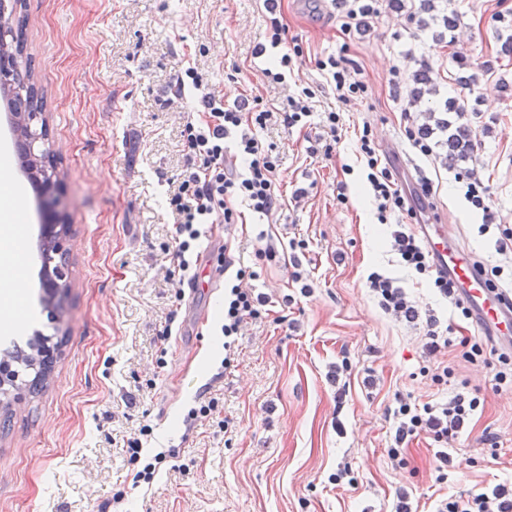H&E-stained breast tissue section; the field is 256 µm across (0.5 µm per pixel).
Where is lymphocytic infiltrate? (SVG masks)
I'll return each mask as SVG.
<instances>
[{"instance_id": "lymphocytic-infiltrate-1", "label": "lymphocytic infiltrate", "mask_w": 512, "mask_h": 512, "mask_svg": "<svg viewBox=\"0 0 512 512\" xmlns=\"http://www.w3.org/2000/svg\"><path fill=\"white\" fill-rule=\"evenodd\" d=\"M264 2L272 14L270 43L256 47L254 54L270 55L271 61L262 74L268 84L278 85L284 83L287 74L300 63L303 51L300 47L285 45L282 38L285 28L275 15L276 0ZM318 66L334 89L337 102L345 104L366 93L365 82L347 67L342 57L328 56L319 61ZM314 96V90L305 86L287 96L282 107L268 109L246 99L229 105L210 93H202L191 101L192 109L200 112L201 117L187 121L184 126L187 169L181 180L170 186L168 193L181 282L195 277L201 225L237 223L236 206L242 202L250 211L262 216L280 208L274 182L277 158L273 146L264 141L261 132L271 124L288 129L304 123L311 114L309 102ZM359 142L369 191L377 205V219L384 224L391 215L408 209L409 202L392 171L383 163L370 126H363ZM390 245L405 266L421 274L431 273L438 293L454 307H461L453 282L435 274L433 259L419 233L398 227L390 233ZM224 266L231 269L232 274L224 279L221 331L225 338L232 340L239 336L244 324L261 319L267 299L245 286L247 273L245 269L236 268L233 248L229 245L224 248ZM368 282L383 309L408 320L416 318L415 306L392 280L374 272ZM479 405L478 397L461 393L440 405L420 406L396 397L391 414L397 426L395 446L388 451L390 458H397L399 444L413 435L425 433L438 442L457 438ZM436 512H512V488L499 484L488 492L450 495L438 501Z\"/></svg>"}]
</instances>
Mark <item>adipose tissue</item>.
I'll use <instances>...</instances> for the list:
<instances>
[{
	"label": "adipose tissue",
	"mask_w": 512,
	"mask_h": 512,
	"mask_svg": "<svg viewBox=\"0 0 512 512\" xmlns=\"http://www.w3.org/2000/svg\"><path fill=\"white\" fill-rule=\"evenodd\" d=\"M23 189L14 176L9 151L0 147V262L14 269L10 279H0V335L19 336L35 317L33 307L24 302V282L20 276L27 265L23 240L29 217L19 200Z\"/></svg>",
	"instance_id": "adipose-tissue-1"
}]
</instances>
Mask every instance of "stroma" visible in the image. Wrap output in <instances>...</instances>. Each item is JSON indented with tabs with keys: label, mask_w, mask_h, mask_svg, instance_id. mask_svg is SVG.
Listing matches in <instances>:
<instances>
[{
	"label": "stroma",
	"mask_w": 512,
	"mask_h": 512,
	"mask_svg": "<svg viewBox=\"0 0 512 512\" xmlns=\"http://www.w3.org/2000/svg\"><path fill=\"white\" fill-rule=\"evenodd\" d=\"M402 2L376 0L347 29L344 0H281L285 38L304 56L284 84L270 86L253 55L269 36L261 0H26L27 51L62 179L51 207L68 214L75 247L61 268L70 288L58 321L40 288L39 233L50 206L27 192V299L58 354L45 390L22 394L0 431V512H394L402 492L413 512H433L446 494L512 486V392L495 391L492 368L458 359V341L481 330L392 251L357 152L370 124L400 188L420 194L425 178L433 187L419 215L396 222L413 230L440 220L495 271L498 287L511 284L512 252L494 244L498 225L512 228V89H502L512 86V55L496 39L512 29V0H432L425 29L422 0ZM460 50L477 75L466 89L455 81ZM330 55L360 72L367 95L337 104L317 67ZM189 67L229 104L259 96L275 105L302 85L317 94L304 128L261 133L278 154L281 208L245 213L230 228L203 225L198 265L215 285L180 298L167 197L184 169L187 110L171 89ZM421 69L431 91L412 110ZM450 100L474 107L471 148L451 166L407 137L423 111L441 113ZM336 107L338 142L331 154H310L323 112ZM462 178L487 190L489 214L466 201ZM228 238L270 312L243 329L225 369L216 282L218 245ZM374 272L404 289L417 322L379 306L367 285ZM432 316L454 341L436 360L423 348ZM441 362L455 374L438 384L431 376ZM206 391L216 409L186 425ZM461 391L481 400L463 435L444 446L421 434L401 461L389 458L396 395L423 405ZM136 438L142 451L133 461L121 446ZM172 448L176 457L151 482L136 481L143 459ZM441 449L451 462L440 482ZM340 470L344 478L332 481Z\"/></svg>",
	"instance_id": "35a3bbf8"
}]
</instances>
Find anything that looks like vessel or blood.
<instances>
[{
    "label": "vessel or blood",
    "instance_id": "vessel-or-blood-1",
    "mask_svg": "<svg viewBox=\"0 0 512 512\" xmlns=\"http://www.w3.org/2000/svg\"><path fill=\"white\" fill-rule=\"evenodd\" d=\"M426 242L438 271L451 273L462 301L489 326L500 340L512 338V292L492 288L486 275L470 260L468 253L453 248L440 225H431Z\"/></svg>",
    "mask_w": 512,
    "mask_h": 512
}]
</instances>
